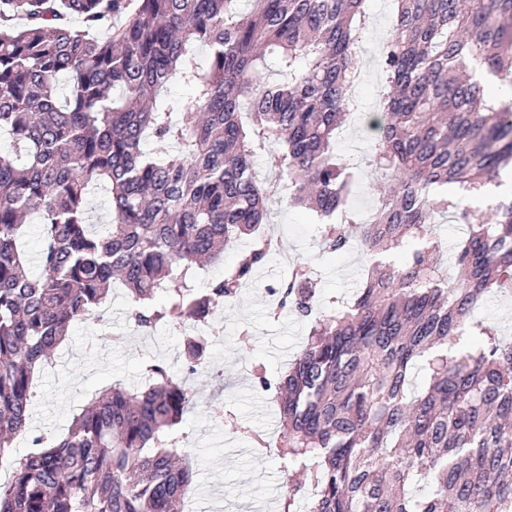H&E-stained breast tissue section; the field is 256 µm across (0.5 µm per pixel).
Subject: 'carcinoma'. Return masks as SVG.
<instances>
[{"mask_svg":"<svg viewBox=\"0 0 512 512\" xmlns=\"http://www.w3.org/2000/svg\"><path fill=\"white\" fill-rule=\"evenodd\" d=\"M364 2L0 0V132L13 142L0 152V449L27 429L35 371L112 280L143 331L206 319L272 242L203 291L196 271L267 223L276 197L311 212L323 249L355 242L369 261L355 298L317 317L307 267L278 281L280 307L310 331L276 380L256 378L276 389L280 459L314 490L289 487L280 512H512V343L471 321L486 294H512V199L491 216L463 203L512 166V101L496 103L512 92V0H396L368 159L395 189L368 218L348 204L335 149ZM173 82L189 95L170 98ZM101 184L105 236L90 224ZM437 214L465 226L450 267ZM34 215L36 278L21 245ZM207 352L205 337L185 340L190 373ZM195 401L147 365L60 442L34 439L0 483V512H183L193 469L175 430Z\"/></svg>","mask_w":512,"mask_h":512,"instance_id":"cac0c4a2","label":"carcinoma"}]
</instances>
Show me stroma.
I'll return each instance as SVG.
<instances>
[{
	"label": "stroma",
	"instance_id": "obj_1",
	"mask_svg": "<svg viewBox=\"0 0 512 512\" xmlns=\"http://www.w3.org/2000/svg\"><path fill=\"white\" fill-rule=\"evenodd\" d=\"M396 8L395 0L365 2V27L355 51L366 80L355 111L336 138V153L356 180L350 205L365 215L384 189L365 158L375 137L368 126L370 104L387 92L379 60ZM262 231L276 247L264 268L256 270L237 298L225 305L223 314L209 316L207 364L192 378L203 401L211 398L216 386H223L224 416L214 419L201 407L178 430L181 453L192 459L196 470L188 512H279L289 485L301 479L299 472L285 469L278 456L257 450L259 440H279L283 428L277 404L255 385L252 370L260 366L268 378H277L309 332L308 322L291 309H276L265 284L275 283L296 263L308 264L315 272L319 305L327 308L332 298L355 295L364 280L361 251L354 247L337 256L324 253L317 227L302 209L274 205ZM128 307L122 285H114L111 319L74 325L51 359L35 372L29 431L13 440L5 460L30 452L32 437L64 438L73 418L100 391L115 383L140 384L146 363H160L183 375L181 325L161 323L150 331H138L126 317Z\"/></svg>",
	"mask_w": 512,
	"mask_h": 512
}]
</instances>
